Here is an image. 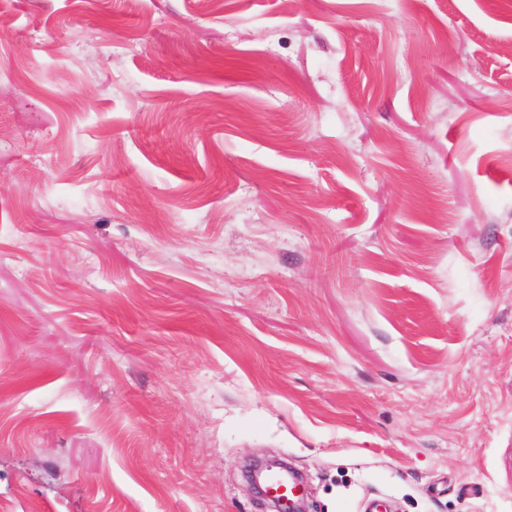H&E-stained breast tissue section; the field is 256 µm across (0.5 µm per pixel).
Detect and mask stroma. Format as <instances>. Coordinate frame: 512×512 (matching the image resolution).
Wrapping results in <instances>:
<instances>
[{"label": "stroma", "instance_id": "stroma-1", "mask_svg": "<svg viewBox=\"0 0 512 512\" xmlns=\"http://www.w3.org/2000/svg\"><path fill=\"white\" fill-rule=\"evenodd\" d=\"M0 16V512H512V0Z\"/></svg>", "mask_w": 512, "mask_h": 512}]
</instances>
